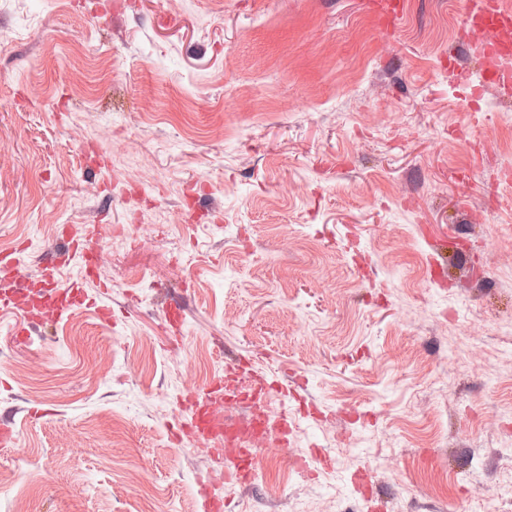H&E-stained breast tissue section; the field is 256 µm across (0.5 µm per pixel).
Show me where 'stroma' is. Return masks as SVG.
Listing matches in <instances>:
<instances>
[{
  "label": "stroma",
  "mask_w": 512,
  "mask_h": 512,
  "mask_svg": "<svg viewBox=\"0 0 512 512\" xmlns=\"http://www.w3.org/2000/svg\"><path fill=\"white\" fill-rule=\"evenodd\" d=\"M365 2L0 0V251L101 226L113 316L0 318V512H200L179 397L243 357L300 399L223 512H512V97L463 0ZM373 9L380 15V20L387 26L395 27L403 15V2L399 0H373Z\"/></svg>",
  "instance_id": "stroma-1"
}]
</instances>
